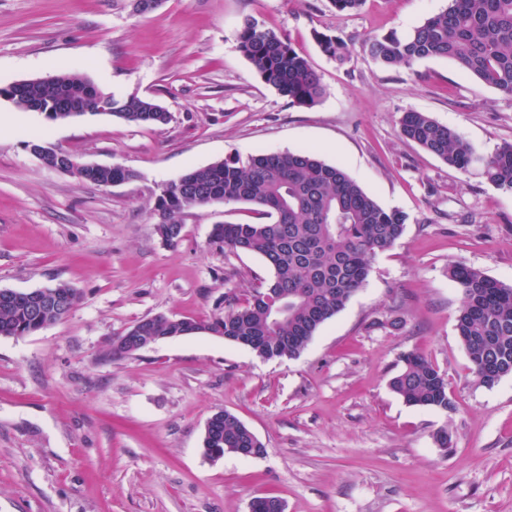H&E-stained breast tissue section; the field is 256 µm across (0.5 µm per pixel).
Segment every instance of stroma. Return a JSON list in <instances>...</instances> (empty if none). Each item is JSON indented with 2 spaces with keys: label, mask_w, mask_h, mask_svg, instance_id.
<instances>
[{
  "label": "stroma",
  "mask_w": 512,
  "mask_h": 512,
  "mask_svg": "<svg viewBox=\"0 0 512 512\" xmlns=\"http://www.w3.org/2000/svg\"><path fill=\"white\" fill-rule=\"evenodd\" d=\"M448 0H0V87L58 68L114 98L150 97L171 114L136 125L104 114L50 121L0 99V289L67 283L81 302L60 323L0 336V512H512V375L482 385L456 334L463 263L512 284V192L480 165L460 171L399 135L423 112L478 154L512 144V95L444 58L385 67L374 36L408 35ZM253 18L285 37L325 87L311 107L267 85L237 48ZM343 37L349 62L315 33ZM38 139L134 179L99 187L48 169ZM315 150L381 207L408 216L367 282L299 356L264 360L223 338L166 339L120 361L100 354L136 321H211L271 271L210 243L214 225L252 223L248 203L187 210L182 234L154 233L161 185L257 152ZM443 373L452 411L406 404L390 387L401 358ZM236 415L259 457L203 456L208 418ZM448 428L453 446L434 442Z\"/></svg>",
  "instance_id": "stroma-1"
}]
</instances>
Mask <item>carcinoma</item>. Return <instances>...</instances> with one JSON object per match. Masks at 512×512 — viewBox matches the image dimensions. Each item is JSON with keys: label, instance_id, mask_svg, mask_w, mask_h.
Returning <instances> with one entry per match:
<instances>
[{"label": "carcinoma", "instance_id": "carcinoma-1", "mask_svg": "<svg viewBox=\"0 0 512 512\" xmlns=\"http://www.w3.org/2000/svg\"><path fill=\"white\" fill-rule=\"evenodd\" d=\"M322 53L339 64L350 56L344 39L315 34ZM239 51L269 86L299 106H312L324 94L321 79L307 58L274 30L247 20L237 30ZM369 54L385 66L410 67L440 57L454 62L484 84L512 95V0H448V7L425 19L412 32L387 34L367 42ZM99 89L86 76L60 70L48 81L0 89V96L26 111L42 109L47 119L63 121L70 110L98 107ZM110 116L129 124L160 125L170 113L154 99L132 95L112 99ZM399 134L450 167L466 170L481 164L486 179L512 192V144L488 156L476 154L453 130L422 112H405ZM135 177L117 166L84 182L105 186ZM181 183L156 196L154 230L167 244L181 236L182 214L211 204L256 206L258 221L218 224L211 243L220 249L260 257L272 271L265 288L239 306L226 297L224 317L207 327L214 335L249 343L262 359L299 355L328 319L343 310L366 282L375 256L403 235L408 216L383 209L341 168L314 153L263 152L246 160L229 157L187 171ZM462 305L457 336L481 383L512 374V286L478 269L457 263L448 268ZM46 322L39 306L27 300L0 301V336L24 337ZM180 325L165 315L142 319L101 352L105 361L136 354L145 336H177ZM389 380L390 389L409 405L446 411L452 400L443 374L418 354H407ZM263 444L235 415L222 411L211 423L204 455L226 453Z\"/></svg>", "mask_w": 512, "mask_h": 512}]
</instances>
